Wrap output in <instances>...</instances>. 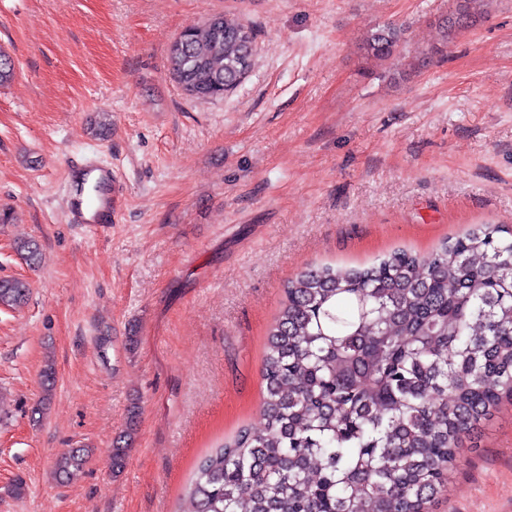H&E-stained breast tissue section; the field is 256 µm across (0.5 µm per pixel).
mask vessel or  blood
I'll list each match as a JSON object with an SVG mask.
<instances>
[{
    "mask_svg": "<svg viewBox=\"0 0 512 512\" xmlns=\"http://www.w3.org/2000/svg\"><path fill=\"white\" fill-rule=\"evenodd\" d=\"M76 174L91 183L95 192L92 197L73 198L68 206V218L73 224L102 225L111 223L114 213L121 207L124 193L120 180L110 167L89 158L78 165Z\"/></svg>",
    "mask_w": 512,
    "mask_h": 512,
    "instance_id": "b4317fda",
    "label": "vessel or blood"
}]
</instances>
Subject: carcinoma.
<instances>
[{"label": "carcinoma", "mask_w": 512, "mask_h": 512, "mask_svg": "<svg viewBox=\"0 0 512 512\" xmlns=\"http://www.w3.org/2000/svg\"><path fill=\"white\" fill-rule=\"evenodd\" d=\"M483 5L455 0L438 22L442 43L404 68L401 26L370 32L361 56L403 80L481 21ZM253 44L240 23L193 28L197 86H237ZM28 297L25 281L0 279V306ZM262 379L263 423L199 461L177 512H429L462 437L512 398V230L479 224L427 255L398 249L365 267L300 272L268 330ZM136 417L112 442L115 476ZM91 455L66 449L55 477L73 479Z\"/></svg>", "instance_id": "obj_1"}]
</instances>
